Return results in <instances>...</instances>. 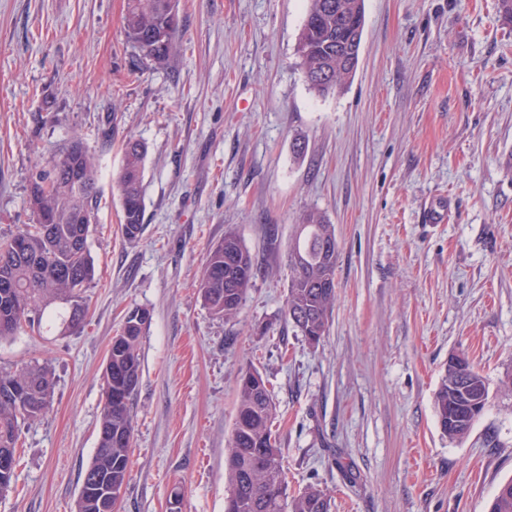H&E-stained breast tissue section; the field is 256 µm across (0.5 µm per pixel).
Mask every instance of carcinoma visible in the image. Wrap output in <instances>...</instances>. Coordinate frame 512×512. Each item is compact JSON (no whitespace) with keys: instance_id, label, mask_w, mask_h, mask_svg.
<instances>
[{"instance_id":"carcinoma-1","label":"carcinoma","mask_w":512,"mask_h":512,"mask_svg":"<svg viewBox=\"0 0 512 512\" xmlns=\"http://www.w3.org/2000/svg\"><path fill=\"white\" fill-rule=\"evenodd\" d=\"M296 53L311 90L325 97L354 73L361 45L364 0H307ZM128 41L140 60L162 66L176 53L179 29L176 0H128ZM145 144L128 139L116 178L122 231L136 239L143 229ZM100 164L75 136L63 151L34 164L27 191L35 223L0 245V340L26 327L45 324L64 332L85 321L84 290L94 277L88 249L95 220ZM338 244L334 225L317 210L303 215L290 249L292 276L285 316L311 344L320 343L336 301L333 288ZM256 273L250 251L233 232L213 245L199 283L204 303L215 314L234 318ZM145 308L131 310L119 338L112 339L104 371L105 399L98 445L88 465L77 512H119L133 439L131 404L141 379L140 341L150 325ZM54 378L46 364L0 370V458L17 462L22 424L49 407ZM488 399L483 374L465 356L448 362L434 395L442 433L464 439L482 415ZM275 404L262 374L249 365L238 378L232 436L225 449L230 494L224 512H331V499L318 488L288 492L283 449L271 430ZM488 512H512V479L499 485Z\"/></svg>"}]
</instances>
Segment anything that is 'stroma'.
Returning <instances> with one entry per match:
<instances>
[{"label":"stroma","mask_w":512,"mask_h":512,"mask_svg":"<svg viewBox=\"0 0 512 512\" xmlns=\"http://www.w3.org/2000/svg\"><path fill=\"white\" fill-rule=\"evenodd\" d=\"M306 7L178 0V51L158 68L132 63L127 0H0V243L34 220V162L75 136L100 162L83 327L0 342L1 369L55 377L0 512H77L107 351L135 307L151 323L120 512H169L176 488L181 512H224L248 363L274 395L290 492L318 485L332 512H487L512 478V23L498 0H365L358 66L322 97L296 54ZM130 137L147 148L132 242L115 185ZM309 209L338 242L316 346L284 320ZM229 230L257 274L227 321L199 281ZM457 353L488 403L451 441L433 397Z\"/></svg>","instance_id":"1"}]
</instances>
